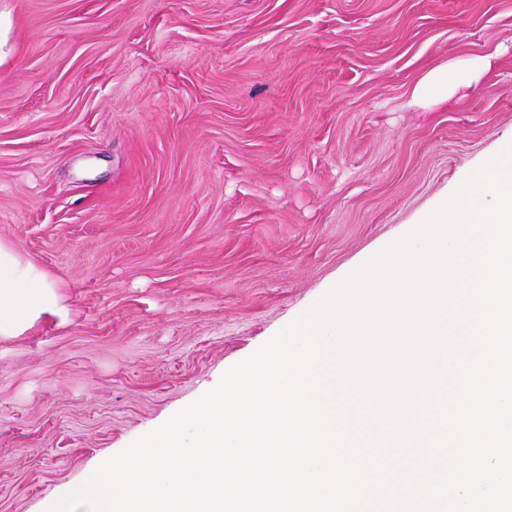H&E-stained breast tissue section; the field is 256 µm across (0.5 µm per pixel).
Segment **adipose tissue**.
<instances>
[{"label": "adipose tissue", "instance_id": "1", "mask_svg": "<svg viewBox=\"0 0 512 512\" xmlns=\"http://www.w3.org/2000/svg\"><path fill=\"white\" fill-rule=\"evenodd\" d=\"M495 59L491 53L466 66L447 62L424 70L413 87L414 103L427 110L465 94L493 67ZM57 304L58 296L46 273L0 243V336L17 335L54 311Z\"/></svg>", "mask_w": 512, "mask_h": 512}]
</instances>
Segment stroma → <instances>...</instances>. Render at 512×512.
I'll return each mask as SVG.
<instances>
[{
    "label": "stroma",
    "mask_w": 512,
    "mask_h": 512,
    "mask_svg": "<svg viewBox=\"0 0 512 512\" xmlns=\"http://www.w3.org/2000/svg\"><path fill=\"white\" fill-rule=\"evenodd\" d=\"M0 512H49L512 134V0H0ZM500 55L421 111V72ZM54 288L35 263L0 242V336H15L53 312Z\"/></svg>",
    "instance_id": "35a3bbf8"
}]
</instances>
